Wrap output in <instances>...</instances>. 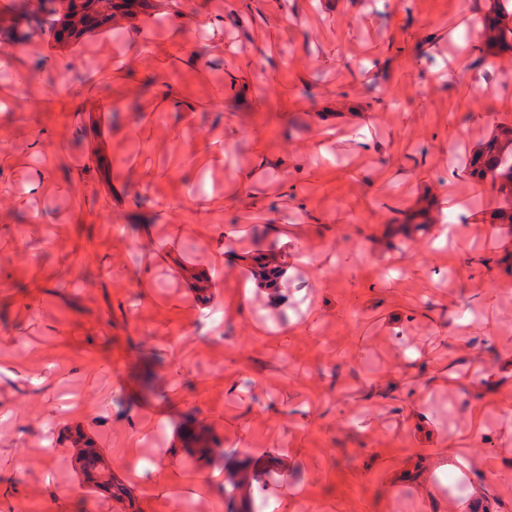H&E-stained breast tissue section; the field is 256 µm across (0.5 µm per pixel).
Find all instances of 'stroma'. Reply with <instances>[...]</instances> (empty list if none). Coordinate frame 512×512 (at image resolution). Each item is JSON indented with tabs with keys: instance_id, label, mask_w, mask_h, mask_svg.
Here are the masks:
<instances>
[{
	"instance_id": "stroma-1",
	"label": "stroma",
	"mask_w": 512,
	"mask_h": 512,
	"mask_svg": "<svg viewBox=\"0 0 512 512\" xmlns=\"http://www.w3.org/2000/svg\"><path fill=\"white\" fill-rule=\"evenodd\" d=\"M481 17L478 0H183L74 44L42 31L10 42L27 72L0 68V181L34 180L47 153L58 177H88L0 229V512H124L83 487L76 426L137 512H217L238 460L258 477L240 498L267 512L285 496L299 512H432L427 486L449 512L451 470L416 449L458 438L491 450L489 468L512 462V387L468 421L443 386L421 396L419 420L365 397L418 386L407 352L447 365L438 325L451 315L480 355L463 376H512V224L470 225L494 206L481 194L465 214L433 203L468 193L467 159L512 124L488 98L512 99V63L480 58ZM462 53L468 78L454 71ZM326 127L325 154L312 153ZM206 196L223 209L196 210ZM424 204L438 223L388 234ZM36 211L63 220L36 224ZM275 224L298 234L281 242ZM229 226L242 260L222 269ZM262 230L286 270L275 290L257 287L250 260ZM458 248L493 293L451 310ZM227 281L249 296L237 323ZM189 414L222 454L188 453ZM70 443L73 452L72 459L76 466L81 465L86 458L92 457L98 453L94 440L80 430V434L75 429L70 436Z\"/></svg>"
}]
</instances>
